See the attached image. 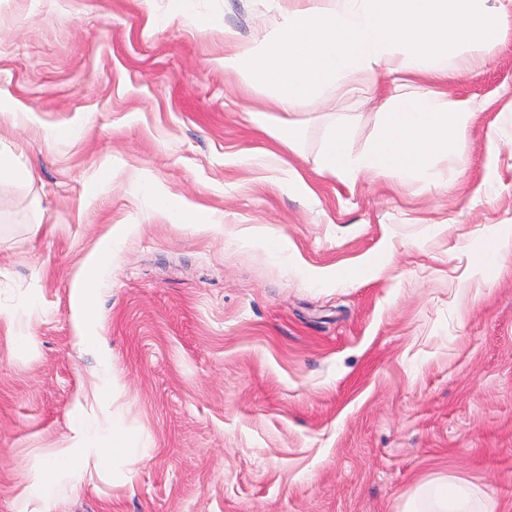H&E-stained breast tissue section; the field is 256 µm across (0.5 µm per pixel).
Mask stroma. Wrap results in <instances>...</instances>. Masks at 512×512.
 Instances as JSON below:
<instances>
[{"instance_id": "1", "label": "stroma", "mask_w": 512, "mask_h": 512, "mask_svg": "<svg viewBox=\"0 0 512 512\" xmlns=\"http://www.w3.org/2000/svg\"><path fill=\"white\" fill-rule=\"evenodd\" d=\"M194 7L206 30L153 28L169 0H0V107L19 115L0 150L35 172L0 181V512H40L31 482L77 409L119 419L130 450L90 456L50 512H400L447 474L512 512V251L485 272L467 253L512 225V16L444 85L475 107L456 178L346 185L316 156L339 115L368 146L385 74L292 115L288 151L258 128L268 96L217 64L225 29L274 30V0ZM59 126L79 134L46 139ZM145 180L221 224L158 210ZM115 227L86 348L71 294ZM382 249L373 279L308 281Z\"/></svg>"}]
</instances>
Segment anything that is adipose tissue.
I'll return each instance as SVG.
<instances>
[{"label": "adipose tissue", "mask_w": 512, "mask_h": 512, "mask_svg": "<svg viewBox=\"0 0 512 512\" xmlns=\"http://www.w3.org/2000/svg\"><path fill=\"white\" fill-rule=\"evenodd\" d=\"M479 0H285L273 36L236 45V33L224 39L235 49L225 55V70L242 76L252 87L269 94L275 111H301L308 100L326 89L348 94L357 73L386 71L399 94L380 114L375 138L362 151H353L345 121L332 123L316 165L319 173L353 183L370 176L398 175L433 185L445 176L432 166L437 154H454L474 117L470 99L440 90L423 98L410 93L411 79L442 82L452 68L469 69L477 55L501 38L499 20L512 15V0H498L496 12L478 7ZM112 237L100 240L87 258L74 289L73 307L82 320L79 342L98 347L102 339L93 328L95 282L112 257ZM68 448L58 461L40 471L32 494L49 503L61 475L82 480L89 451L115 453L122 447L117 424L78 420ZM402 512H493L480 490L467 481L439 476L410 494Z\"/></svg>", "instance_id": "ef3b65f1"}]
</instances>
